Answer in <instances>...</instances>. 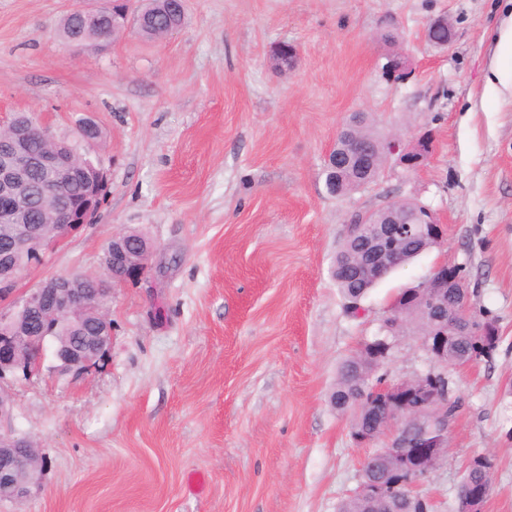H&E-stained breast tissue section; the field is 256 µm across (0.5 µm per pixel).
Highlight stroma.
<instances>
[{"label": "stroma", "mask_w": 512, "mask_h": 512, "mask_svg": "<svg viewBox=\"0 0 512 512\" xmlns=\"http://www.w3.org/2000/svg\"><path fill=\"white\" fill-rule=\"evenodd\" d=\"M77 2L0 0V115L33 113L58 137L94 120L108 178L94 223L17 290L102 273L115 233H141L153 253L114 284L112 346L95 365L78 375L48 353L38 375L0 384L13 401L0 429L50 460L0 512H337L389 443L351 439L330 403L338 367L444 262L461 266L500 343L449 368L460 408L419 492L432 512H457L465 467L485 454L484 512H512V47L500 41L512 0H185L176 33L130 29L104 52L61 43ZM435 18L454 30L448 48L425 38ZM281 41L293 68L271 62ZM393 51L406 80L383 72ZM356 112L432 150L413 170L389 157L375 183L334 196L324 157ZM404 199L437 214L445 241L352 315L331 278L346 226ZM432 367L414 331L394 339L392 381Z\"/></svg>", "instance_id": "obj_1"}]
</instances>
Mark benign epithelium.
Here are the masks:
<instances>
[{
    "mask_svg": "<svg viewBox=\"0 0 512 512\" xmlns=\"http://www.w3.org/2000/svg\"><path fill=\"white\" fill-rule=\"evenodd\" d=\"M386 72L397 80L405 79L409 67L404 56L394 54L388 56L385 64ZM97 129V124L84 120L76 129L72 140L58 139L48 130H43L46 146L39 151L28 147L29 129L11 120L0 126V147L9 152V162L0 166V223L15 224L19 215L30 199V186L27 174L34 169H45L55 173L70 174L81 172L83 205L76 209L64 202L58 192L56 182L42 184L38 189L41 203L52 209L58 227L57 235L45 236L38 225L24 226L18 243L30 257L29 265L42 261L44 254L57 247L67 237L84 224L94 222L98 207L102 202L105 188L108 187L107 175L103 168L91 159L98 139L89 136ZM427 140L420 138L417 144L407 149L398 136L388 137L386 148L389 155L398 156L399 162L408 168H414L427 156L424 145ZM377 152L374 148L360 142L340 156L330 151L326 167L344 170V178L358 180L363 171H371L377 167ZM426 228V241L431 246H439L444 241V229L434 213L425 205L414 211L409 219H403L399 213L392 212L381 226L371 230L364 245V255L372 262L363 263V273L368 279H378L383 272L399 259L403 243L416 234V226ZM112 241V269L106 270L103 277L111 281L122 282L138 277L144 265L148 264L150 250L143 247L136 256L128 254V239L116 234ZM458 291L461 301L467 302V285L461 269L452 264L438 265L431 275L418 287L410 288L398 295L388 314L382 321L384 335L378 337L381 351L378 356L389 358L392 349V324L399 322L409 306L420 301L423 308L430 312L428 330L420 336L421 343L431 361L447 372L448 361L443 355L448 349V336L454 331V323L448 321L441 312L440 303L446 291ZM15 286L7 285L0 288V299L11 300V303L0 309V382L7 375L22 371L29 376L40 371L38 360L27 358L19 352L21 331L16 322L19 308H37L43 315V323L37 331L39 346L53 337L59 322L74 319L79 321L85 315L94 312L101 329H111L112 321L104 311V305L112 290L95 294L79 300L70 291L69 281L60 277L50 283H42L36 288L26 291L18 298H12ZM112 345V334L96 336L80 349L54 347L53 354L65 371L83 372L89 369ZM445 395L434 381V376L418 374L412 378L396 383L375 387L370 394L363 395L356 403L358 410L366 412L373 403L385 401L392 412L379 429L392 430L390 449L401 451L400 467L408 472L407 477L400 478L394 484L380 482L360 483L356 493L359 498L371 504L376 500H391L395 490L406 488L409 496H414L417 482L428 476L438 465L444 448L448 446V425L439 418V409L444 403ZM413 419L420 429L419 436L413 442L415 464L407 463V455L402 453L405 424ZM25 459L19 454L16 438L11 434L0 433V491L4 498L16 500L25 497L33 484V479L26 474ZM492 486L487 483L466 484L465 492L459 503V512H480L491 493Z\"/></svg>",
    "mask_w": 512,
    "mask_h": 512,
    "instance_id": "1",
    "label": "benign epithelium"
}]
</instances>
